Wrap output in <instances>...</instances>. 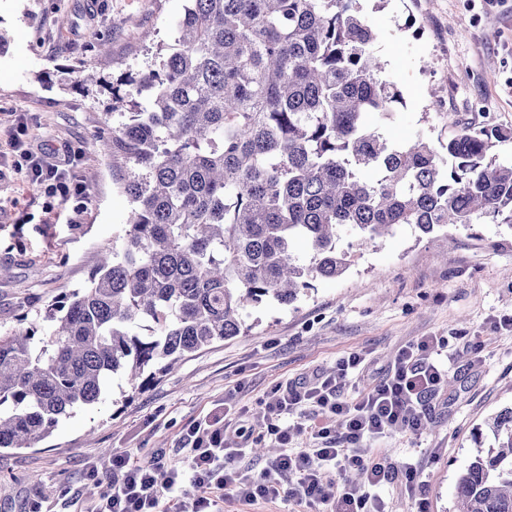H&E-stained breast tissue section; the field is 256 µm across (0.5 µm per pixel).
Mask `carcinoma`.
Listing matches in <instances>:
<instances>
[{"mask_svg":"<svg viewBox=\"0 0 512 512\" xmlns=\"http://www.w3.org/2000/svg\"><path fill=\"white\" fill-rule=\"evenodd\" d=\"M358 2L188 0L159 66L121 80L136 94L112 87L102 151L127 230L88 286L47 306L50 334L0 333V449L34 447L116 375L139 391L250 330L248 308L341 277L344 232L512 229V163L487 160L512 132L454 121L439 150L371 129L400 94ZM490 427L497 449L459 472L452 512H512V407Z\"/></svg>","mask_w":512,"mask_h":512,"instance_id":"obj_1","label":"carcinoma"}]
</instances>
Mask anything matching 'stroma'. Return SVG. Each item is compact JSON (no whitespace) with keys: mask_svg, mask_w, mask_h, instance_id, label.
Segmentation results:
<instances>
[{"mask_svg":"<svg viewBox=\"0 0 512 512\" xmlns=\"http://www.w3.org/2000/svg\"><path fill=\"white\" fill-rule=\"evenodd\" d=\"M185 0H0V332L39 325L47 305L85 287L99 254L124 234L130 211L111 157L95 144L109 123L96 86L62 89L69 66L118 78L153 67L172 45ZM386 60L384 76L402 94L375 129L405 143H447L450 120L512 129V0H360ZM57 161L74 152L71 174L86 191L61 198L30 181L11 146ZM344 277L319 279L294 305L249 310L248 333L185 355L132 394L114 378L99 401L60 419L35 447L0 451V512H84L105 485L88 473L113 453L163 452L181 465L187 427L223 411L233 396L246 412L251 449L239 467L260 473L269 444L260 403L280 382L328 373L351 352L365 366L342 390L345 401L375 385L399 350L421 337L440 341L433 357L449 386L425 400L426 428L371 440L384 465L415 462L420 497L403 479L379 492L386 512H450L456 477L475 453L471 436L512 407V231L484 223L417 237L409 227L358 247Z\"/></svg>","mask_w":512,"mask_h":512,"instance_id":"35a3bbf8","label":"stroma"}]
</instances>
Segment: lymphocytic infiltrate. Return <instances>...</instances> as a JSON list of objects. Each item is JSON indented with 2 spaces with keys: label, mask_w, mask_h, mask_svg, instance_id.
Returning <instances> with one entry per match:
<instances>
[{
  "label": "lymphocytic infiltrate",
  "mask_w": 512,
  "mask_h": 512,
  "mask_svg": "<svg viewBox=\"0 0 512 512\" xmlns=\"http://www.w3.org/2000/svg\"><path fill=\"white\" fill-rule=\"evenodd\" d=\"M20 157L33 182L63 197L83 194V186L63 165L34 157L25 149ZM437 343L436 337L425 336L401 349L380 382L353 404L343 400L341 390L364 361L358 352L342 357L331 375L275 385L264 403V414L280 452L267 458L260 474L234 466V459L246 455L249 439L240 429L228 434L230 417L225 412L186 429L187 468L168 465L161 454L138 460L124 452L113 453L103 469L90 472L94 479L109 476L110 483L88 512H166L168 500L175 502L176 512H220L228 490L246 504L288 498L312 512H380L379 499L367 490L387 482L389 474L366 441L402 426L415 431L422 427L421 403L447 383L431 359ZM295 412L315 416L316 421L311 427L313 447L292 452L288 445L295 429L282 425L281 419ZM328 467L359 472L362 487L328 493L323 483Z\"/></svg>",
  "instance_id": "1"
}]
</instances>
